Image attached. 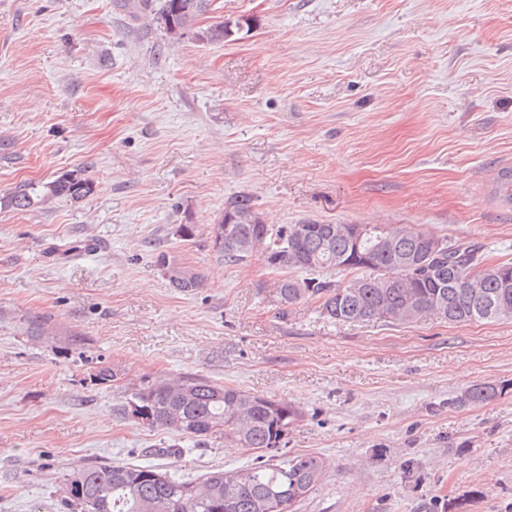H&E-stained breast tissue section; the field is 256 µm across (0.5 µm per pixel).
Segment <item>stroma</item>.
Segmentation results:
<instances>
[{
  "mask_svg": "<svg viewBox=\"0 0 512 512\" xmlns=\"http://www.w3.org/2000/svg\"><path fill=\"white\" fill-rule=\"evenodd\" d=\"M241 39L171 47L127 0H0V195L83 168L93 193L0 209V512H65L88 462L192 478L251 463L119 418L120 385L198 374L294 405L288 454L321 458L293 512H512V318L344 323L279 312L261 256L207 227L251 195L267 223L410 224L512 259V0H212ZM194 224L181 240L178 225ZM208 285L170 288L158 255ZM47 317L50 343L25 332ZM78 332L84 348L64 349ZM108 367L120 383L91 377ZM491 382L505 391L464 407ZM180 444L182 458L158 456ZM503 388L492 383H478L464 390L456 400L458 406H467L483 403L494 399L498 394H502Z\"/></svg>",
  "mask_w": 512,
  "mask_h": 512,
  "instance_id": "35a3bbf8",
  "label": "stroma"
}]
</instances>
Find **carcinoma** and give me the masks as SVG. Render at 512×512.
Returning a JSON list of instances; mask_svg holds the SVG:
<instances>
[{"label":"carcinoma","instance_id":"1","mask_svg":"<svg viewBox=\"0 0 512 512\" xmlns=\"http://www.w3.org/2000/svg\"><path fill=\"white\" fill-rule=\"evenodd\" d=\"M212 0H163L155 12L170 45L187 35L207 43L228 42L250 21L226 18L204 29H195L198 18L210 11ZM494 194L512 205V165L498 169ZM93 193V180L84 170L65 171L53 180L29 183L0 197V209L32 211L65 199L80 201ZM236 239L215 249L228 265L242 264L254 250L244 243L256 234L253 198L240 194L228 198ZM293 225L280 226L266 237L265 264L277 278L269 296L279 301V312L304 297L320 301L322 313L338 322L379 320L407 324L430 317L450 323L512 318V261L483 265L482 246L452 243L409 224L372 225L361 244L368 261H350L353 244L341 233V224H309L304 234ZM157 264L169 285L184 295L204 287L205 275L191 266L184 281L168 276L174 266L166 255ZM302 276L296 277L294 273ZM347 272L344 286L331 273ZM26 333L33 339L47 335L42 315L26 319ZM503 388L478 383L456 400L460 406L494 399ZM135 407L151 411L152 429L168 430L201 441L216 434L242 448L261 451L245 467L215 469L197 478H175L158 465L124 462L90 463L64 475L62 499L74 512H265L273 497L279 512H291L298 502L294 485L304 477L320 480L324 463L308 455H288L282 429L298 420V412L284 402L247 391L217 385L205 377L147 380L126 391L118 414L134 421ZM161 473L167 481L152 479Z\"/></svg>","mask_w":512,"mask_h":512}]
</instances>
